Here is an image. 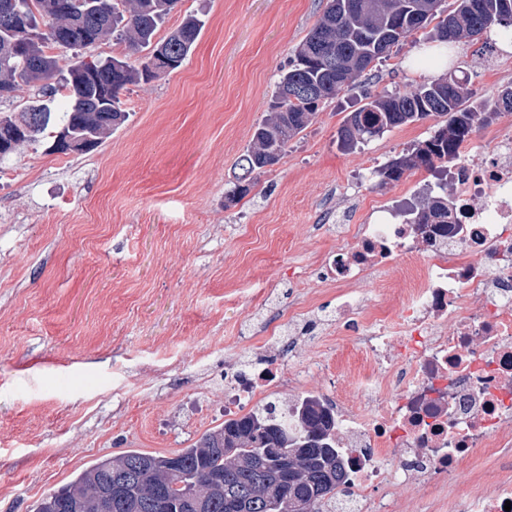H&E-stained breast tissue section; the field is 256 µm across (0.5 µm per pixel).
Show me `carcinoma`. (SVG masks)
I'll return each mask as SVG.
<instances>
[{
	"mask_svg": "<svg viewBox=\"0 0 512 512\" xmlns=\"http://www.w3.org/2000/svg\"><path fill=\"white\" fill-rule=\"evenodd\" d=\"M26 2L0 0L8 4L0 10V79L9 77L10 69L1 59L15 62L9 56L11 46L23 45L27 70L21 83L66 98L69 108L58 122L70 125L77 140L91 139L95 146L128 118L115 94L180 68L202 29V20L190 14L166 38L156 39L176 0H112L110 18L96 8L107 0H63V11L38 20L24 15ZM418 11V0H327L288 68L281 71L268 112L238 160L240 173L230 202L246 196L257 176L283 158L288 143L313 122L323 100L354 86L377 60L425 24L437 20L433 38L455 43L493 28L512 29V0H454L453 9L441 6L424 18ZM108 36L125 46L123 56L89 60L82 55L88 42ZM67 54L71 66L61 78L60 62ZM468 85L463 72L452 81L439 77L411 90L373 96L347 116L338 143L350 151L391 128L435 117L441 122L434 135L379 169L378 186L397 183L413 169L441 168L457 158L476 128L512 110V84L479 102ZM104 91L114 94L110 109L101 102ZM30 113L39 118L31 142L48 129L52 112L35 100L22 116ZM439 189L414 209L413 223H448V183ZM332 431V421L318 403L305 404L292 429L277 406L269 404L224 421L221 428L176 453V472L165 467L164 455L129 450L111 461L112 470L151 467L153 477L143 482L128 479L132 496L113 495L112 512H188L190 495L206 498L207 512H322L348 480ZM104 479L99 461L43 497L35 512H68L62 503L75 498L82 501L83 512H100Z\"/></svg>",
	"mask_w": 512,
	"mask_h": 512,
	"instance_id": "obj_1",
	"label": "carcinoma"
}]
</instances>
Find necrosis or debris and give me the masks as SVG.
<instances>
[{
  "label": "necrosis or debris",
  "mask_w": 512,
  "mask_h": 512,
  "mask_svg": "<svg viewBox=\"0 0 512 512\" xmlns=\"http://www.w3.org/2000/svg\"><path fill=\"white\" fill-rule=\"evenodd\" d=\"M448 176L449 224H398L386 210L358 224L340 211L349 245L319 259L336 318L353 324L365 354L351 367L357 402L302 387L287 407L320 402L337 447L350 452L338 512H391L394 488L512 456V126L497 128L486 150L459 155ZM398 258L413 259L412 285L390 320L356 286ZM266 333L273 354L226 371L225 415L266 407L281 385L286 345L278 327ZM509 501L506 470L491 487L458 494L453 512H505Z\"/></svg>",
  "instance_id": "1"
}]
</instances>
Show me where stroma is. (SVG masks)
Instances as JSON below:
<instances>
[{"label":"stroma","mask_w":512,"mask_h":512,"mask_svg":"<svg viewBox=\"0 0 512 512\" xmlns=\"http://www.w3.org/2000/svg\"><path fill=\"white\" fill-rule=\"evenodd\" d=\"M326 0H180L160 27L203 15L174 72L122 94L128 120L94 149L53 151L52 135L0 160V512H33L98 460L129 450L169 455L224 423V372L260 353L258 336L305 305L276 394L308 385L353 403L340 375L357 352L337 322L336 290L317 259L341 239L330 214L403 210L438 176L408 172L381 188L375 170L437 124L403 125L342 151L337 132L367 94L428 81L427 30L406 38L358 86L324 100L285 156L250 193L225 204L239 157L264 117L278 74ZM448 70L477 95L512 83V52L453 44ZM403 260L364 295L398 315ZM473 478L393 491V512H448Z\"/></svg>","instance_id":"1"}]
</instances>
